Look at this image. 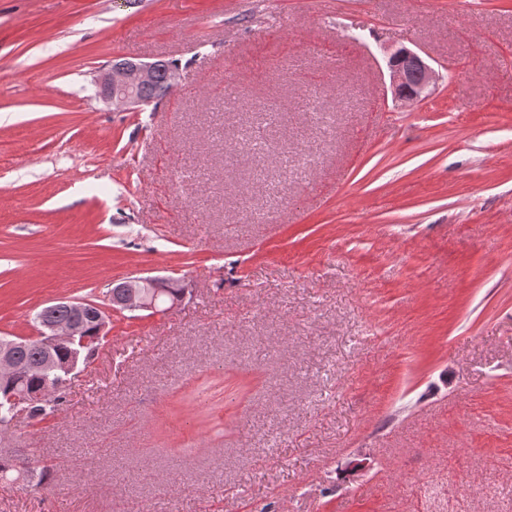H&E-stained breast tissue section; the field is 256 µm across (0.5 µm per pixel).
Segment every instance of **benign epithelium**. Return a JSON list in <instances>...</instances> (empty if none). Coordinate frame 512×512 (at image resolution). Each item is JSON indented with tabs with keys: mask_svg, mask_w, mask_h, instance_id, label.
I'll list each match as a JSON object with an SVG mask.
<instances>
[{
	"mask_svg": "<svg viewBox=\"0 0 512 512\" xmlns=\"http://www.w3.org/2000/svg\"><path fill=\"white\" fill-rule=\"evenodd\" d=\"M390 90L393 101L401 105H410L428 96V92L438 81L439 74L417 52L400 47L390 52L388 57ZM157 63L142 62L132 58L117 59L110 68L97 76L102 98L117 110H135L143 104L137 90L151 84ZM168 282L165 277L129 278L122 282L126 289L124 301L118 307L128 310L146 311L152 315L158 313L155 301L148 292L150 288H161ZM64 308L72 312L68 321H58L50 311ZM42 330L38 339L44 351L43 365L61 371L70 376L78 367L75 360L67 363L54 361L53 348L62 342H72L78 336L86 335L87 323L95 326L94 335L108 336V315L106 308L89 306L84 301L59 300L48 306L39 317ZM20 339L0 337V377L9 378L26 368L18 353ZM53 391L46 390L32 396L17 395L13 392L6 397L11 405L12 420L29 417V405L33 400H48Z\"/></svg>",
	"mask_w": 512,
	"mask_h": 512,
	"instance_id": "benign-epithelium-1",
	"label": "benign epithelium"
}]
</instances>
